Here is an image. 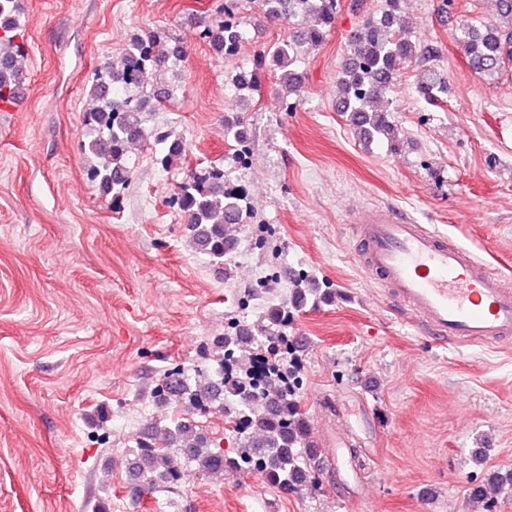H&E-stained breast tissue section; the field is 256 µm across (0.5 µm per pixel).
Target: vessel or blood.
I'll return each mask as SVG.
<instances>
[{
    "label": "vessel or blood",
    "instance_id": "b4317fda",
    "mask_svg": "<svg viewBox=\"0 0 512 512\" xmlns=\"http://www.w3.org/2000/svg\"><path fill=\"white\" fill-rule=\"evenodd\" d=\"M362 267L432 339L512 340V283L472 252L391 207L354 216Z\"/></svg>",
    "mask_w": 512,
    "mask_h": 512
}]
</instances>
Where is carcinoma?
Masks as SVG:
<instances>
[{
    "mask_svg": "<svg viewBox=\"0 0 512 512\" xmlns=\"http://www.w3.org/2000/svg\"><path fill=\"white\" fill-rule=\"evenodd\" d=\"M339 8V0H275L274 8L264 11L269 20L292 24L288 40L270 47L268 60L258 59L252 68H240L233 76L236 92L253 94L261 84L262 68L280 72L276 92L279 107L288 112L300 74L295 69L304 47L321 45L329 36ZM216 22L201 21L200 37L214 53L229 59L239 53L245 20L239 2L224 6ZM25 25L20 19L17 0H0V105L20 97L25 77L17 58L25 52ZM176 38L152 33L131 38L122 55L99 67L89 88L99 108L87 115L89 137L82 151L90 159L87 172L99 192L119 199L125 189L131 167L128 148L143 130V105L151 92L152 72L168 58L180 61L185 50L172 45ZM459 44L468 66L478 73L494 76L512 68V0H498L495 22L460 28ZM428 50L421 47L408 31L401 12V0H383L382 9L364 19L348 39L347 55L336 80V97L343 100L348 121L365 140L379 139L390 149L399 148L398 133L391 120L385 96L395 85L403 65L420 62ZM417 92L427 101L438 103L448 92V81L434 67L425 70ZM227 133L235 143V156L246 160L252 151L248 129L237 118L224 120ZM182 140L162 132L155 136V162L171 169L184 155ZM181 212L189 243L217 265H229L232 252L227 249L230 229L249 219L250 209L243 194L224 189V167L210 166L195 172L178 186L167 200ZM292 291L289 301L275 304L259 317L252 332L242 333L233 322L214 346L218 365L231 368L219 389L206 371L196 374L194 384H181V370L174 369L156 385L153 398L165 404L175 396L184 410L204 414L217 401L216 392L231 396L237 404L234 423L240 433L237 460L224 456V449L197 434L193 426L180 423L164 429V447L141 445L135 468L140 477L160 478L173 484L180 478L181 460L197 462L215 477L224 475L228 465L237 464L244 472H258L272 483L298 486L315 482L309 470L316 455L310 432L295 409V369L289 368L291 341L286 336L290 311L305 306L316 296L306 273H288ZM475 495L490 500L492 495L512 492V476L494 475L484 486L473 489Z\"/></svg>",
    "mask_w": 512,
    "mask_h": 512,
    "instance_id": "cac0c4a2",
    "label": "carcinoma"
}]
</instances>
